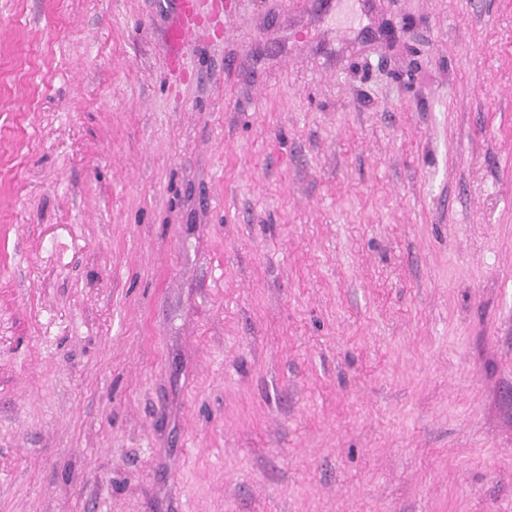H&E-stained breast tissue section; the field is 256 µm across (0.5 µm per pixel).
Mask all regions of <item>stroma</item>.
<instances>
[{"instance_id": "35a3bbf8", "label": "stroma", "mask_w": 512, "mask_h": 512, "mask_svg": "<svg viewBox=\"0 0 512 512\" xmlns=\"http://www.w3.org/2000/svg\"><path fill=\"white\" fill-rule=\"evenodd\" d=\"M0 0V512H512V0ZM176 5L180 19L167 32L168 43L175 47H183L193 42L198 34L197 24L193 17L196 0H172Z\"/></svg>"}]
</instances>
